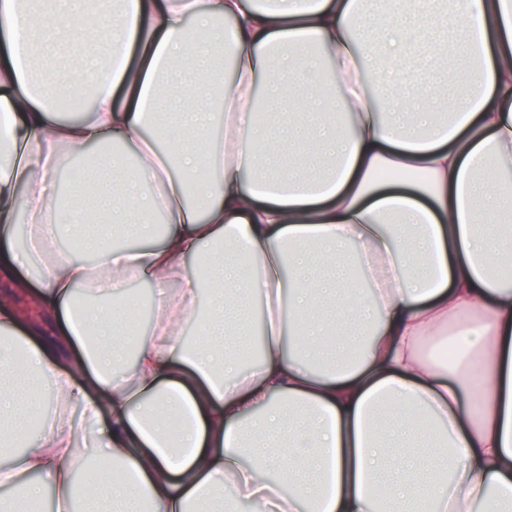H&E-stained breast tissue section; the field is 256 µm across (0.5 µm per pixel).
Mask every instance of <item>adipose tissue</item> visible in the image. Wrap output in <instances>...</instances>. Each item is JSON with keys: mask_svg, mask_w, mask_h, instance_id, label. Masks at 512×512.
Wrapping results in <instances>:
<instances>
[{"mask_svg": "<svg viewBox=\"0 0 512 512\" xmlns=\"http://www.w3.org/2000/svg\"><path fill=\"white\" fill-rule=\"evenodd\" d=\"M43 3L38 28L0 0V452L25 445L0 512L46 488L56 512H512V0H118L103 26ZM75 51L88 79L34 78ZM455 61L478 73L448 120L385 93L430 103ZM86 89L81 118L48 105ZM90 146L102 174L60 195ZM74 221L91 262L54 249ZM134 279L155 309L135 337ZM446 333L464 353L429 360ZM73 406L113 471L77 479Z\"/></svg>", "mask_w": 512, "mask_h": 512, "instance_id": "ef3b65f1", "label": "adipose tissue"}]
</instances>
